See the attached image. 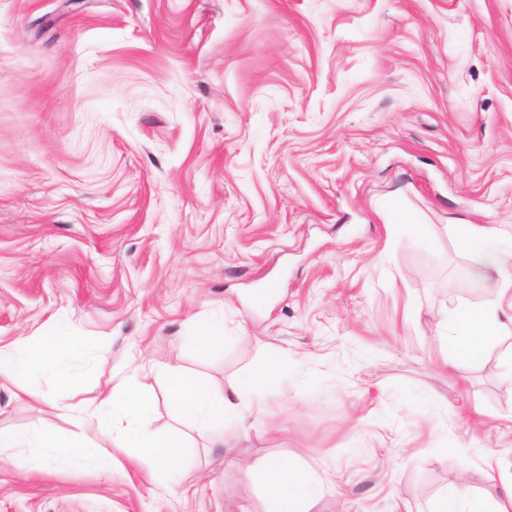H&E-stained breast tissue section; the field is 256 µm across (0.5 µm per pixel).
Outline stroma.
<instances>
[{
	"instance_id": "1",
	"label": "stroma",
	"mask_w": 512,
	"mask_h": 512,
	"mask_svg": "<svg viewBox=\"0 0 512 512\" xmlns=\"http://www.w3.org/2000/svg\"><path fill=\"white\" fill-rule=\"evenodd\" d=\"M458 223L512 250V0H0V348L68 323L102 343L69 404L133 374L162 432L165 369L287 367L180 487L1 455L0 512H265L236 462L269 455L339 486L319 512H431L463 462L478 490L512 476L506 344L442 366L447 314L498 302ZM48 390L1 375L0 429L76 433Z\"/></svg>"
}]
</instances>
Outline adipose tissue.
Here are the masks:
<instances>
[{"label":"adipose tissue","instance_id":"1","mask_svg":"<svg viewBox=\"0 0 512 512\" xmlns=\"http://www.w3.org/2000/svg\"><path fill=\"white\" fill-rule=\"evenodd\" d=\"M460 245L473 261L474 277L489 272L501 274L500 293L512 290V277L503 274L507 256L493 246L499 230L490 224H460L456 227ZM449 347L450 362L478 354L502 337L512 335V326L498 320L495 310L470 306L456 309L440 331ZM278 361H271L262 371L227 391H218L199 378L183 373L168 380V396L178 417L198 435L227 431L229 424L245 426L255 410L251 400L266 382L281 373ZM238 469L248 485L260 491L267 512H316L325 488L322 481L302 459L283 460L269 456L258 462L239 461ZM486 482L496 483L495 492L473 494L467 481L452 480L441 492L435 512H512V479L497 480L493 470H485Z\"/></svg>","mask_w":512,"mask_h":512}]
</instances>
